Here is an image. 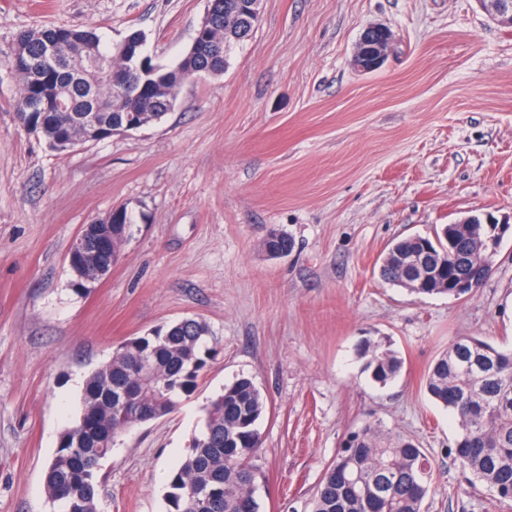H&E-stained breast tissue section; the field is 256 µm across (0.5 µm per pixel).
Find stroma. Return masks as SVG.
<instances>
[{
  "label": "stroma",
  "mask_w": 512,
  "mask_h": 512,
  "mask_svg": "<svg viewBox=\"0 0 512 512\" xmlns=\"http://www.w3.org/2000/svg\"><path fill=\"white\" fill-rule=\"evenodd\" d=\"M208 0H0V512H53L44 488L82 381L122 340L184 317L215 354L172 414L124 436L98 512H166L171 473L202 408L252 378L260 512H310L324 469L365 423L412 437L434 471L425 512H507L468 488L447 410L425 379L458 336L512 348V236L483 288L421 296L378 274L393 240L472 214L512 215V27L482 0H262L223 73L190 78L165 119L69 152L24 130L5 62L18 31H141L176 65ZM392 50L354 65L368 27ZM126 207L137 222L110 277L71 285L82 226ZM293 251L272 259L270 231ZM388 337L404 361L386 386L356 351ZM368 35L373 36L369 51L366 53L360 50L355 55V65L363 72H371L379 69L392 46V34L384 27H371L366 30Z\"/></svg>",
  "instance_id": "1"
}]
</instances>
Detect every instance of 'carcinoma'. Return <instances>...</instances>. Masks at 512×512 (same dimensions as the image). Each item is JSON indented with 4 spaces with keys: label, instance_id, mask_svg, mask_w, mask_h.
Listing matches in <instances>:
<instances>
[{
    "label": "carcinoma",
    "instance_id": "1",
    "mask_svg": "<svg viewBox=\"0 0 512 512\" xmlns=\"http://www.w3.org/2000/svg\"><path fill=\"white\" fill-rule=\"evenodd\" d=\"M257 22L238 17L235 37L224 26L200 31L174 66L152 62L145 37L133 31L105 44L96 28L45 27L19 31L8 65L19 75L16 117L59 152L71 141L93 144L112 129L153 124L173 108L179 88L199 74H220L234 45ZM75 56L97 65L80 69ZM132 79L116 89L108 73ZM134 216L122 210L106 248L120 250ZM496 224H446L434 235L394 241L379 269L387 282L421 295H469L494 272L500 244ZM291 237L271 231L265 253L291 252ZM208 325L183 318L144 336L117 344L107 363L90 372L75 421L60 432L44 483L55 512H97L102 461L132 428L173 413L190 396L207 364ZM364 370L385 386L400 374L403 361L389 340L366 337L357 346ZM429 395L448 409L457 426L451 453L472 481L512 502V350L473 336L448 344L426 377ZM266 403L252 379L239 377L204 408L202 426L189 454L172 473L165 500L168 512H260L255 498L260 470L253 463L262 438L259 424ZM431 463L410 437L368 424L350 434L324 470L311 512H422L431 491Z\"/></svg>",
    "mask_w": 512,
    "mask_h": 512
}]
</instances>
